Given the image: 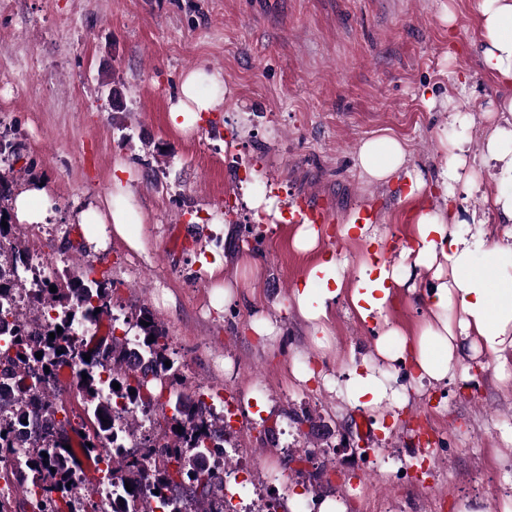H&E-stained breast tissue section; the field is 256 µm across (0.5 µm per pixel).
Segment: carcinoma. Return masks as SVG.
Here are the masks:
<instances>
[{
    "instance_id": "cac0c4a2",
    "label": "carcinoma",
    "mask_w": 512,
    "mask_h": 512,
    "mask_svg": "<svg viewBox=\"0 0 512 512\" xmlns=\"http://www.w3.org/2000/svg\"><path fill=\"white\" fill-rule=\"evenodd\" d=\"M21 186V172L14 171L11 165L5 171L0 169V222L8 223L0 226V267L11 265L27 270L29 243L22 228L12 223L11 214L15 193ZM90 274L88 270L78 276L66 269L54 282L42 283L35 292L26 288L25 278L19 276L8 287L0 284V297L13 291L27 295L24 310L0 309L1 318L10 315L17 322L10 345L0 347V461L10 463L5 471L7 489H25L34 484L42 489L39 498L30 499L32 512H62L64 506L77 512L74 503L80 501L78 482L72 479L66 445L72 436L81 435L93 451L112 447V398L151 405L165 388L181 378L177 367L165 365L170 360L168 336L145 308L139 310L137 320H144L149 326L140 327L142 336L135 351L128 339L115 335L95 349H79L69 342L74 322L94 324L108 308L106 282ZM52 285L57 291H50ZM78 290L82 304L74 310L70 308V296ZM51 310L62 314L53 325L45 323ZM51 332L55 333L53 339L49 338ZM37 352L42 353L39 359ZM85 353L90 354V360H84ZM133 355L143 358L148 370H131L128 359ZM69 359L78 360L87 374V381L76 387L75 398L82 415L75 424L70 419L65 390L55 385L39 388L33 383L38 376L47 377L45 367L52 368ZM114 382L120 385L119 389L113 388ZM170 406L169 428L149 439L155 476L163 492L150 499L141 496L145 474L138 449L117 448L107 454L112 475L119 479L113 496L124 500L118 512H224V472L206 467L204 446L209 436L225 435L224 418L198 396L179 394ZM293 421L308 425L317 438L325 436L323 429L327 425L308 413ZM200 486L204 488L201 494L197 493Z\"/></svg>"
}]
</instances>
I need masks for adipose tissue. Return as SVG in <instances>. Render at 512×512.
<instances>
[{
  "mask_svg": "<svg viewBox=\"0 0 512 512\" xmlns=\"http://www.w3.org/2000/svg\"><path fill=\"white\" fill-rule=\"evenodd\" d=\"M477 49L485 69L504 86H512V0H479ZM201 70L183 74L169 108L173 130L192 134L206 113L223 102L222 95H201ZM448 123L461 135L441 141L444 163L437 182H430L412 164L407 143L388 131L361 140L356 165L370 185L402 183V200L413 216L397 261H389L388 238L372 224L346 221L337 231L324 224L288 223L273 201L249 200L256 223H284L293 248L310 254L311 261L292 289L285 307L307 326L316 347H325L336 305L368 327L376 337L374 354L344 365L345 399L350 407L375 413L378 429L389 433L395 408L428 386L451 382L468 384L479 373L468 361L493 359L500 380H512V95L500 97L483 114L480 152L472 154L467 115L452 111ZM112 191L103 201L77 211L76 223L86 229L94 247L115 238L131 251L145 253L144 239L131 231L145 223L146 214L133 208L127 167L117 163ZM462 185L479 197L483 209L470 213L466 231L437 187ZM358 243L357 278L348 281L333 250L325 248L331 234ZM428 273V286L411 285L415 272ZM413 296L419 316L412 326L397 323L389 309L397 294ZM387 363L376 377L379 363Z\"/></svg>",
  "mask_w": 512,
  "mask_h": 512,
  "instance_id": "1",
  "label": "adipose tissue"
}]
</instances>
